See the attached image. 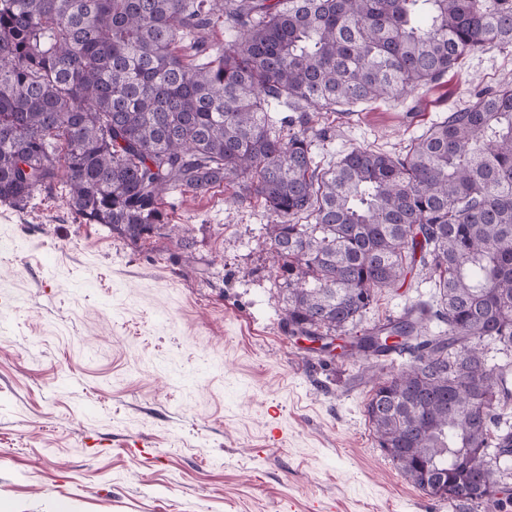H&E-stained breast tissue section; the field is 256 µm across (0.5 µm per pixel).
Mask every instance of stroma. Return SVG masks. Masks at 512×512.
<instances>
[{"mask_svg": "<svg viewBox=\"0 0 512 512\" xmlns=\"http://www.w3.org/2000/svg\"><path fill=\"white\" fill-rule=\"evenodd\" d=\"M512 80V47L399 101L322 113L326 163L403 150ZM175 192L131 242L61 190L0 203V512H495L409 484L365 413L361 362L290 335L262 201ZM433 288L413 270L362 328Z\"/></svg>", "mask_w": 512, "mask_h": 512, "instance_id": "obj_1", "label": "stroma"}]
</instances>
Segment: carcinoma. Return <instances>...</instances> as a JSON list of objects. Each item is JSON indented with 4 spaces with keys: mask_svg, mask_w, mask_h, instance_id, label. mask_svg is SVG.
<instances>
[{
    "mask_svg": "<svg viewBox=\"0 0 512 512\" xmlns=\"http://www.w3.org/2000/svg\"><path fill=\"white\" fill-rule=\"evenodd\" d=\"M228 38L206 37L214 16ZM512 46V0H0V202L65 186L70 208L138 241L165 197L235 183L261 198L293 336L357 326L417 265L432 303L342 354L408 356L365 412L405 479L490 498L512 466V83L482 90L402 153L323 167V109L399 99L466 55ZM436 326L430 332V326ZM483 450V459L474 452Z\"/></svg>",
    "mask_w": 512,
    "mask_h": 512,
    "instance_id": "1",
    "label": "carcinoma"
}]
</instances>
